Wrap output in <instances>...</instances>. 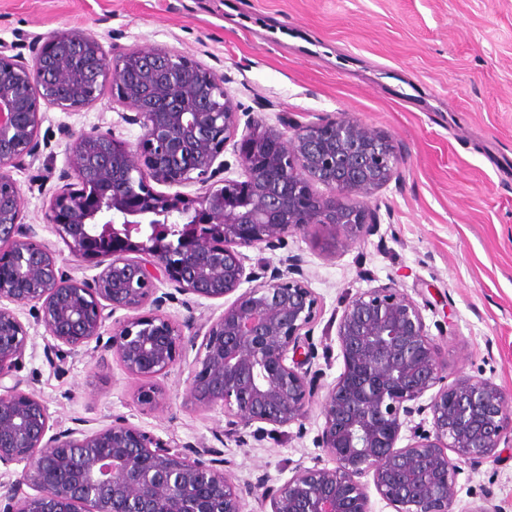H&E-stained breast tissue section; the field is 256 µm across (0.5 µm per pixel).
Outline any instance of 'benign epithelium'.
<instances>
[{"mask_svg":"<svg viewBox=\"0 0 512 512\" xmlns=\"http://www.w3.org/2000/svg\"><path fill=\"white\" fill-rule=\"evenodd\" d=\"M106 94L141 134L133 144L98 129L71 136L46 202L55 233L98 269L76 279L24 222L14 170L39 159L44 109L80 111ZM237 136L242 181L220 160ZM400 160L389 136L346 118L241 129L224 75L166 46L117 51L71 27L34 39L28 58L0 49V468L24 464L0 481V512H247L249 497L261 512H373L372 488L395 512H454L458 462L478 467L512 446V397L488 379L445 383L421 307L392 282L349 298L336 319L343 370L323 397L320 434L335 466L299 468L279 486L241 484L220 449L173 446L122 418L56 431L17 376L30 339L17 308L28 306L53 340L49 360L93 342L98 363L116 358L143 381L137 401L155 405L153 380L185 344L164 313L174 292L233 295L215 320L185 324L203 351L190 399L224 410L227 438L301 420L318 391V298L300 257L248 267L242 249L276 250L317 225L333 247L338 231L373 234L366 200ZM195 185L197 195L182 192ZM119 310L129 315L104 336ZM424 414L428 429L414 423Z\"/></svg>","mask_w":512,"mask_h":512,"instance_id":"obj_1","label":"benign epithelium"}]
</instances>
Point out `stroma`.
I'll return each instance as SVG.
<instances>
[{
  "mask_svg": "<svg viewBox=\"0 0 512 512\" xmlns=\"http://www.w3.org/2000/svg\"><path fill=\"white\" fill-rule=\"evenodd\" d=\"M80 27L117 46L164 45L223 73L240 122L306 124L343 117L390 136L398 172L370 199L376 234L327 247L313 227L285 248L248 250L249 266L301 256L320 301L313 367L322 386L343 369L334 316L346 299L394 282L422 308L448 357L449 379L475 376L512 393V0H0V45ZM100 129L136 142L109 98L79 112L48 108L40 159L15 172L37 240L76 278L92 277L48 223L45 201L67 164L72 133ZM32 325L20 378L59 430L94 429L121 417L172 445L222 446L238 482L280 485L297 467L332 466L319 444L321 397L297 423L256 440L251 429L218 443L220 408L194 405L188 381L201 355L186 343L140 404V380L116 359L96 365L94 346L59 365ZM485 503L512 512V447L474 469L462 464L455 512Z\"/></svg>",
  "mask_w": 512,
  "mask_h": 512,
  "instance_id": "obj_1",
  "label": "stroma"
}]
</instances>
